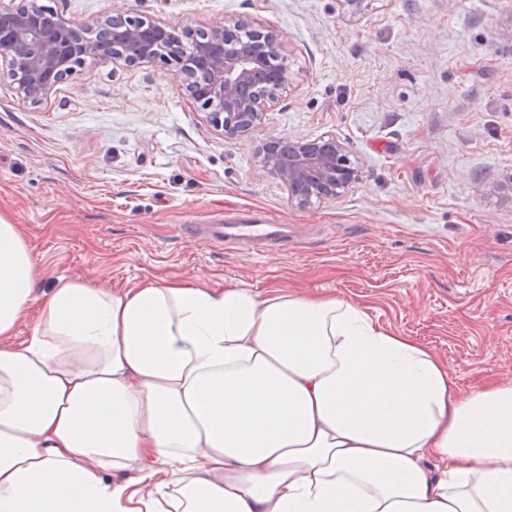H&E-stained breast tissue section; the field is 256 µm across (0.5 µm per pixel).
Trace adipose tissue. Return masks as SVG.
Returning a JSON list of instances; mask_svg holds the SVG:
<instances>
[{"instance_id": "adipose-tissue-1", "label": "adipose tissue", "mask_w": 512, "mask_h": 512, "mask_svg": "<svg viewBox=\"0 0 512 512\" xmlns=\"http://www.w3.org/2000/svg\"><path fill=\"white\" fill-rule=\"evenodd\" d=\"M38 276L0 218V512H512V383L358 301Z\"/></svg>"}]
</instances>
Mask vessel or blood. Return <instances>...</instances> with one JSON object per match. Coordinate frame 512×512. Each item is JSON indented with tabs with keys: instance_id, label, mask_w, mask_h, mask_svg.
I'll list each match as a JSON object with an SVG mask.
<instances>
[{
	"instance_id": "vessel-or-blood-1",
	"label": "vessel or blood",
	"mask_w": 512,
	"mask_h": 512,
	"mask_svg": "<svg viewBox=\"0 0 512 512\" xmlns=\"http://www.w3.org/2000/svg\"><path fill=\"white\" fill-rule=\"evenodd\" d=\"M190 231L195 239L217 244H241L250 255L262 257L284 246L297 231L293 224H269L253 219H239L218 224H194Z\"/></svg>"
}]
</instances>
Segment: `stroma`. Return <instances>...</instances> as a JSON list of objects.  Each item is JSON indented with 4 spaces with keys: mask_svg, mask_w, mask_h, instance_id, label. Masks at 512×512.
<instances>
[{
    "mask_svg": "<svg viewBox=\"0 0 512 512\" xmlns=\"http://www.w3.org/2000/svg\"><path fill=\"white\" fill-rule=\"evenodd\" d=\"M278 32L289 86L267 128L227 140L171 64L86 60L40 104L0 81V218L41 277L109 289L154 276L332 294L439 354L460 391L512 383V0H36ZM335 135L361 167L302 209L253 169L267 134ZM251 215L299 224L260 259L191 238Z\"/></svg>",
    "mask_w": 512,
    "mask_h": 512,
    "instance_id": "1",
    "label": "stroma"
}]
</instances>
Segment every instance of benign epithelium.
Listing matches in <instances>:
<instances>
[{"label": "benign epithelium", "instance_id": "1", "mask_svg": "<svg viewBox=\"0 0 512 512\" xmlns=\"http://www.w3.org/2000/svg\"><path fill=\"white\" fill-rule=\"evenodd\" d=\"M245 30L250 44L242 47L228 35ZM0 57L7 79L25 100L41 103L87 59L122 62L127 66L158 59L178 60V76L186 95L206 111L209 122L234 140L268 124L270 110L289 84L288 58L279 34L242 19H226L205 29L179 28L162 22L131 21L119 46L95 42L86 28L65 18L47 26L37 7L21 3L0 6ZM209 72L196 84L191 72ZM255 166L274 179L290 202L307 208L315 201L343 196L361 178L344 143L331 135H270L258 146Z\"/></svg>", "mask_w": 512, "mask_h": 512}]
</instances>
